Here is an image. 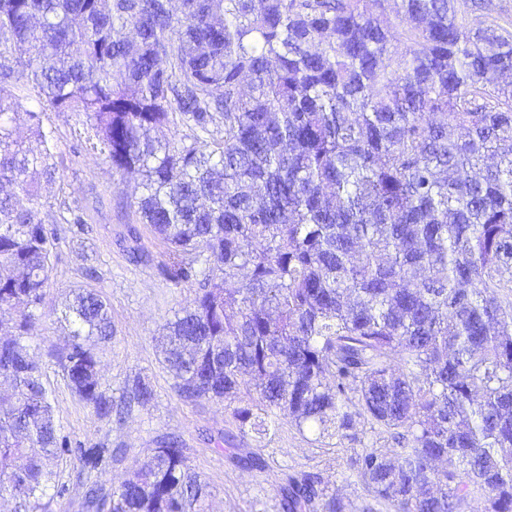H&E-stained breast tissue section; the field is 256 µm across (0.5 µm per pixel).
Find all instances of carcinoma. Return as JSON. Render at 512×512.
<instances>
[{"instance_id":"1","label":"carcinoma","mask_w":512,"mask_h":512,"mask_svg":"<svg viewBox=\"0 0 512 512\" xmlns=\"http://www.w3.org/2000/svg\"><path fill=\"white\" fill-rule=\"evenodd\" d=\"M0 0V492L47 512L65 437L31 338L57 230L41 183L67 113L134 177L165 274L198 285L164 326L179 396L221 402L259 440L283 420L333 437L404 431L358 475L395 512H512V17L495 0ZM491 22L474 25L469 18ZM404 51H399V48ZM23 120L38 144L15 136ZM184 125L190 140L156 141ZM60 366L112 415L93 346L109 307L78 288ZM136 383L124 403L145 405ZM167 438L87 512H203ZM343 505L290 477L283 512Z\"/></svg>"}]
</instances>
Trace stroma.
Returning <instances> with one entry per match:
<instances>
[{
  "mask_svg": "<svg viewBox=\"0 0 512 512\" xmlns=\"http://www.w3.org/2000/svg\"><path fill=\"white\" fill-rule=\"evenodd\" d=\"M45 121L57 131L59 175L42 190V217L56 228L58 241L39 307L41 317L29 344L42 365L43 382L69 447L53 464L59 492L50 512H83L84 488L78 480L83 450L103 449L98 479L109 489L137 469L164 437L180 442L192 471L205 485L206 512H282L280 485L287 476L303 472L320 475L344 512H390L374 504L352 467L363 447L395 448L390 432L359 420L346 435L320 440L285 422L272 439L260 442L239 433L224 405L180 398L155 338L192 299L194 287L167 280L163 244L140 223L136 200L119 175L85 150L74 119L49 110ZM63 200L81 216V223H62ZM131 227L137 228L138 241H130ZM133 243L149 254V262H131L128 249ZM85 287L107 300L112 317L113 336L97 348L103 392L116 399L142 381L154 393L147 406L133 408L119 420L99 419L92 406L71 391L59 365L65 345L62 304L71 289ZM233 448L260 455L264 469L237 464L229 455Z\"/></svg>",
  "mask_w": 512,
  "mask_h": 512,
  "instance_id": "stroma-1",
  "label": "stroma"
}]
</instances>
